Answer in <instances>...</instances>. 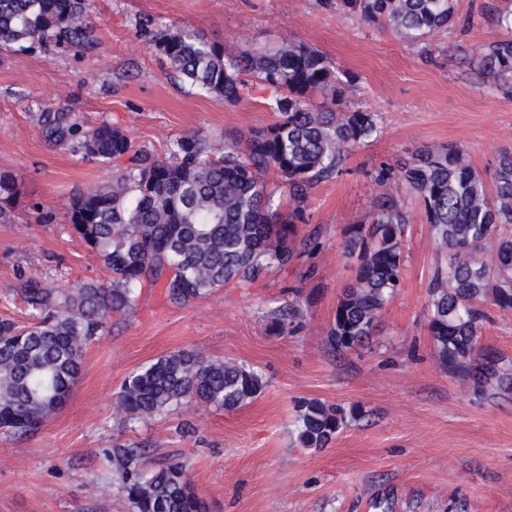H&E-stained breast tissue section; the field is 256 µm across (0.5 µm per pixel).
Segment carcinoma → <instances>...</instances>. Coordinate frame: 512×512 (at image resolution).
Masks as SVG:
<instances>
[{
  "label": "carcinoma",
  "instance_id": "obj_1",
  "mask_svg": "<svg viewBox=\"0 0 512 512\" xmlns=\"http://www.w3.org/2000/svg\"><path fill=\"white\" fill-rule=\"evenodd\" d=\"M364 22H381L399 37L422 43L454 25V0H341ZM512 32V0L492 6ZM90 0H0V49L49 42L81 48L92 39ZM154 46L168 68L201 92L236 107L254 82L267 93L274 124L218 145L200 132L185 134L162 154L133 148L118 129H84L72 112H41L45 142L108 166L123 158L112 179L73 200L68 221L99 257L107 282L72 288L30 280L22 294L34 321L0 319V431L23 437L65 405L80 376L83 353L113 314L138 307L145 289L161 288L182 305L230 284L253 282L273 269L310 258L317 237L296 240L307 223L314 189L338 177L348 157L378 132L374 113L354 106L341 65L302 44L268 51L227 52L192 29L156 30ZM479 71L512 88V35L484 48ZM313 91L324 102L309 99ZM370 177L381 187L371 219L343 230L340 246L353 261L352 282L337 298L328 343L342 354L372 336L401 285L410 221L398 183L426 214L432 239L448 256L428 284L427 329L440 362L479 393L488 380L512 389L480 353L490 307L512 310V152L491 173L470 163L465 149L424 146ZM18 197L15 180L0 172V216ZM296 303L273 312L280 331L299 318ZM261 376L228 360L174 351L128 375L118 395L131 420H144L186 402L233 410L262 391ZM346 423L345 410L318 399L297 404L295 431L303 448H324ZM112 466L132 512H207L186 467L176 461L148 472L136 446L112 449Z\"/></svg>",
  "mask_w": 512,
  "mask_h": 512
}]
</instances>
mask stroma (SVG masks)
I'll list each match as a JSON object with an SVG mask.
<instances>
[{"label": "stroma", "mask_w": 512, "mask_h": 512, "mask_svg": "<svg viewBox=\"0 0 512 512\" xmlns=\"http://www.w3.org/2000/svg\"><path fill=\"white\" fill-rule=\"evenodd\" d=\"M493 0H455V24L412 44L320 0H93L85 48L0 51V172L16 179L15 208L0 218V319L29 322L19 290L29 279L73 286L105 280L98 257L66 221L71 201L111 168L48 147L36 116L67 109L87 127L114 125L157 153L185 133L216 142L273 124L263 92L239 106L171 75L142 30L200 31L232 50L294 42L323 52L353 77L350 96L379 131L346 171L320 183L300 235L318 234L314 274L298 266L229 285L183 306L144 292L88 345L66 405L32 437L0 433V512H131L107 449L135 444L145 464L185 463L209 512H512V392L476 394L444 369L427 329V287L438 259L424 210L406 197L410 234L401 286L358 350L327 345L336 300L352 280L339 246L346 224L369 215V172L424 146L457 145L491 172L512 150V92L490 87L469 60L501 39ZM52 212L50 224L38 210ZM299 299L293 332L267 327L270 311ZM484 350L512 369V310L492 309ZM177 350L236 361L262 375L259 396L225 411L195 402L130 421L116 396L127 376ZM359 407L364 420L322 449L296 443V405Z\"/></svg>", "instance_id": "stroma-1"}]
</instances>
